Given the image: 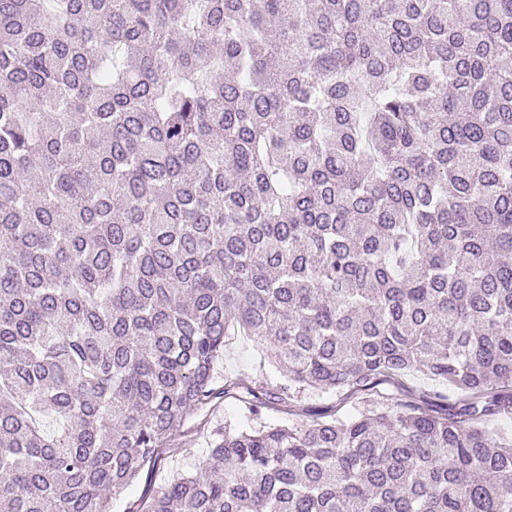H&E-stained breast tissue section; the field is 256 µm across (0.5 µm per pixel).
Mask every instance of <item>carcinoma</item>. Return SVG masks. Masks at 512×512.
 <instances>
[{"mask_svg":"<svg viewBox=\"0 0 512 512\" xmlns=\"http://www.w3.org/2000/svg\"><path fill=\"white\" fill-rule=\"evenodd\" d=\"M237 333L284 403L468 399L226 424L129 512H512V0H0V512H110Z\"/></svg>","mask_w":512,"mask_h":512,"instance_id":"obj_1","label":"carcinoma"}]
</instances>
